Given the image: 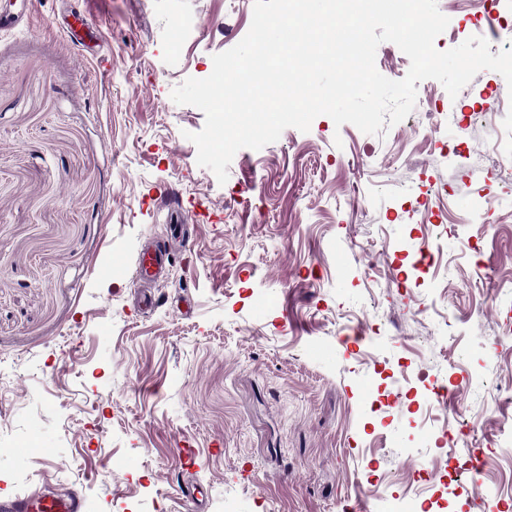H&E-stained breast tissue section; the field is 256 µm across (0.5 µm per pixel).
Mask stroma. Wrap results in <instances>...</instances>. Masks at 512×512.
<instances>
[{"instance_id":"obj_1","label":"stroma","mask_w":512,"mask_h":512,"mask_svg":"<svg viewBox=\"0 0 512 512\" xmlns=\"http://www.w3.org/2000/svg\"><path fill=\"white\" fill-rule=\"evenodd\" d=\"M437 4L438 50L503 49L512 0ZM253 6L0 10V496L488 512V489L512 512V91L491 70L454 99L426 79L386 134L321 115L221 184L187 138L203 112L171 92ZM78 12L99 39L65 34ZM154 249L172 258L139 280Z\"/></svg>"}]
</instances>
